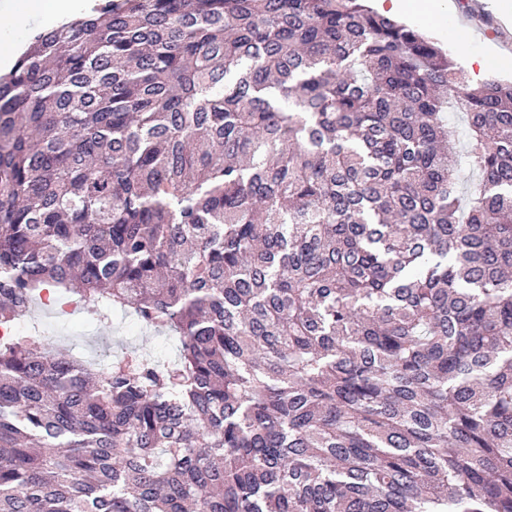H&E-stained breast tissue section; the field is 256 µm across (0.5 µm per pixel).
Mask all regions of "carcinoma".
<instances>
[{"mask_svg": "<svg viewBox=\"0 0 512 512\" xmlns=\"http://www.w3.org/2000/svg\"><path fill=\"white\" fill-rule=\"evenodd\" d=\"M460 114L459 143L448 111ZM0 512H512V82L366 0H96L0 76ZM126 316L130 315L113 312V332L102 333L96 316L87 309H76L72 315L64 316L55 310L38 307L32 310L30 317L26 316L25 325L32 330L44 331L45 335L57 336V346L89 360H95L111 351H119L121 347L147 351L155 357L157 352L169 359L176 356L177 341L167 331L141 330L135 326L133 331H128L122 325Z\"/></svg>", "mask_w": 512, "mask_h": 512, "instance_id": "1", "label": "carcinoma"}]
</instances>
